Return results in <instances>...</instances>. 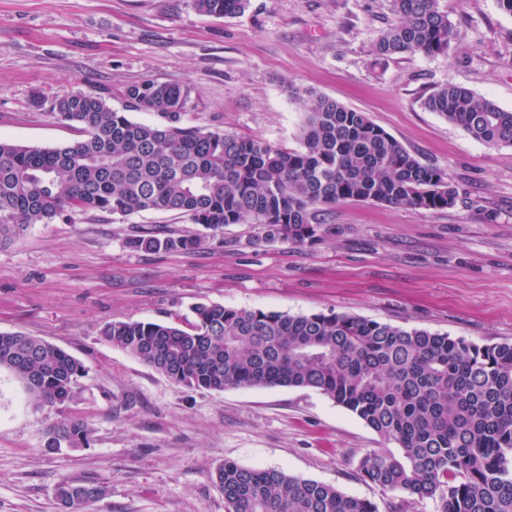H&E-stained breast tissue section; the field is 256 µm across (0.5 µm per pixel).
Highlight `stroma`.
Wrapping results in <instances>:
<instances>
[{"label": "stroma", "mask_w": 512, "mask_h": 512, "mask_svg": "<svg viewBox=\"0 0 512 512\" xmlns=\"http://www.w3.org/2000/svg\"><path fill=\"white\" fill-rule=\"evenodd\" d=\"M456 37L447 54L376 56L391 0H250L215 18L191 0H0V139L54 148L79 137L49 102L99 94L130 120L126 86L191 87L184 126L301 147L308 95L365 112L420 162L461 188L454 207L370 201L320 208L321 230L295 245L258 242L254 224L215 232L163 212H66L0 248V332L57 345L85 369L65 406L39 404L0 370V512H62L61 481L94 480L89 512H226L214 483L227 461L280 469L375 502L436 512L432 500L366 482L359 463L386 442L314 389L190 388L105 342L113 321L191 318L202 302L288 314L334 311L479 345L512 342V147L492 148L423 106L449 85L512 110V16L498 0H441ZM164 226L203 238L193 252L131 249ZM88 444L49 449L69 417Z\"/></svg>", "instance_id": "obj_1"}]
</instances>
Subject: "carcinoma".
Returning a JSON list of instances; mask_svg holds the SVG:
<instances>
[{
	"instance_id": "obj_1",
	"label": "carcinoma",
	"mask_w": 512,
	"mask_h": 512,
	"mask_svg": "<svg viewBox=\"0 0 512 512\" xmlns=\"http://www.w3.org/2000/svg\"><path fill=\"white\" fill-rule=\"evenodd\" d=\"M250 0H192L200 13L241 14ZM395 19L379 34V57L448 52L455 37L440 0H392ZM188 86L151 80L125 90L128 108L153 112L130 120L100 96L56 99L57 120L82 138L55 148L0 140V246L33 224L65 212L128 216L164 211L213 231L258 225L259 242L303 244L321 225L313 210L345 200L402 209L454 206L460 189L442 169L421 163L361 111L326 97L306 105L302 148L291 150L200 127L178 125ZM424 107L492 147L512 146V110L455 85L429 94ZM127 244L147 252L194 251L203 239L174 230L141 231ZM181 324L115 321L100 335L187 387L310 388L328 395L398 445L368 453L362 479L432 499L438 512H512V343L478 345L331 312L290 315L199 304ZM39 402L74 400L82 365L63 349L21 332L0 333V370ZM81 417L48 429V447L88 442ZM227 512H379L368 500L279 469L226 461L215 473ZM106 493L94 480L62 481V505L79 512Z\"/></svg>"
}]
</instances>
